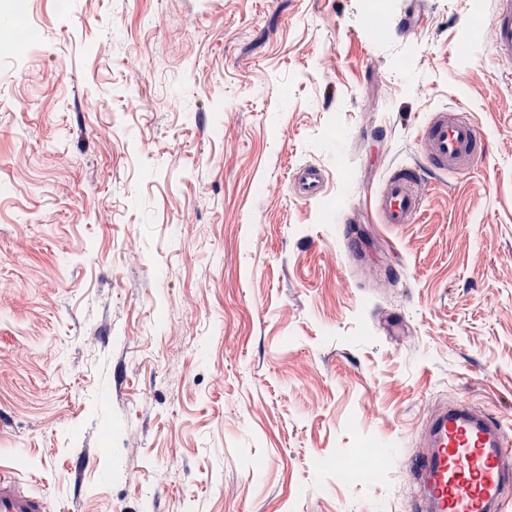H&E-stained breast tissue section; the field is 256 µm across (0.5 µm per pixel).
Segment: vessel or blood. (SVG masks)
Segmentation results:
<instances>
[{
	"instance_id": "obj_1",
	"label": "vessel or blood",
	"mask_w": 512,
	"mask_h": 512,
	"mask_svg": "<svg viewBox=\"0 0 512 512\" xmlns=\"http://www.w3.org/2000/svg\"><path fill=\"white\" fill-rule=\"evenodd\" d=\"M492 29L497 58L511 64L512 0H496ZM421 142L426 167H400L384 178L373 203L380 223H418L428 174L471 172L488 151L482 126L461 103L431 113ZM292 181L299 197L312 200L322 193L325 174L305 164ZM423 436L424 450L407 460L415 512H504L512 501V433L501 421L468 404H449L427 420ZM45 510L44 496L0 471V512Z\"/></svg>"
}]
</instances>
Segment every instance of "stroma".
<instances>
[{
  "mask_svg": "<svg viewBox=\"0 0 512 512\" xmlns=\"http://www.w3.org/2000/svg\"><path fill=\"white\" fill-rule=\"evenodd\" d=\"M17 0L0 58V466L46 512H413L423 420L512 429V68L492 0ZM180 97V108L170 107ZM465 104L485 164L378 223ZM312 163L322 194L289 175ZM387 455L372 480L339 460ZM35 37V33L28 27H18L1 34L0 32V55L14 56L29 44ZM292 181L299 197L312 200L322 193L325 174L321 167L314 164H305L293 172Z\"/></svg>",
  "mask_w": 512,
  "mask_h": 512,
  "instance_id": "35a3bbf8",
  "label": "stroma"
}]
</instances>
